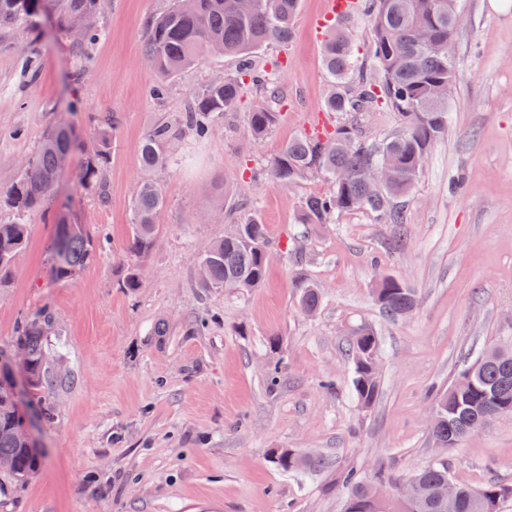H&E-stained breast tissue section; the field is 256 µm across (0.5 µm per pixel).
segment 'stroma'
<instances>
[{"label": "stroma", "mask_w": 512, "mask_h": 512, "mask_svg": "<svg viewBox=\"0 0 512 512\" xmlns=\"http://www.w3.org/2000/svg\"><path fill=\"white\" fill-rule=\"evenodd\" d=\"M460 4L448 133L423 164L402 229L365 210L335 224L301 223L303 199L325 191V181L288 189L250 178L323 112V0H300L288 46L261 52L286 62L279 125L252 138L248 94L204 141L184 138L156 174L166 204L132 292L123 280L134 262L126 243L141 140L180 112L192 89L233 72L234 60L206 58L164 100L151 97L144 33L167 0H111L98 19L102 38L87 45L48 18L24 46L0 29V186L52 125L82 135L96 113L117 120L106 201L78 189L73 158L56 195L27 216L28 241L0 288V348L20 319L49 310L70 378L48 396L52 423L28 407L41 463L25 485L0 494V512H342V471L385 466L407 475L430 460L431 390L512 337V0ZM456 174L465 188L452 194ZM232 199L256 201L269 228L266 278L244 291L195 287L199 256L231 229ZM63 220L106 233L110 245L56 281L51 241ZM299 267L324 295L312 318L290 284ZM388 275L417 295L416 309L396 320L372 298ZM360 323L381 341V394L369 409L355 398L345 355ZM276 448L320 454L331 466L288 474L271 463ZM448 460L456 483L512 486V416L490 421Z\"/></svg>", "instance_id": "stroma-1"}]
</instances>
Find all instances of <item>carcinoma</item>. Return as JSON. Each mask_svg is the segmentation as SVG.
Returning a JSON list of instances; mask_svg holds the SVG:
<instances>
[{
    "label": "carcinoma",
    "mask_w": 512,
    "mask_h": 512,
    "mask_svg": "<svg viewBox=\"0 0 512 512\" xmlns=\"http://www.w3.org/2000/svg\"><path fill=\"white\" fill-rule=\"evenodd\" d=\"M298 3L170 0L166 9L147 23L145 57L158 76L150 87L157 100L164 99L181 72L206 56L232 57L237 67L196 87L174 121L159 122L144 136L138 164L145 177L132 202V231L126 245L131 256L141 258L154 245L155 217L164 207L165 197L151 174L168 163L171 145L187 134L199 141L205 139L212 122L226 116L250 90L277 99L284 61H260L258 52L271 43H288ZM108 4L109 0H0V27L15 30L24 42L34 31V20L47 14L55 17L64 33L80 32L75 43L90 44L100 37L96 19ZM364 12L371 26L370 65L376 79L364 78L346 25H333L323 45L330 85L324 111L336 113L338 120L288 139L267 167L251 170L250 179L268 175L285 188L307 178L329 180V191L303 200L305 224H334L345 213L368 210L378 221L402 228L404 199L409 197L429 150L448 133V85L455 74L452 44L461 23L458 0H364ZM385 108L397 112L400 130L370 141L363 135L361 117ZM279 120L280 113L269 105L257 106L247 114L255 139L271 132ZM116 124L112 114L102 113L82 140L75 138L66 124L47 131L38 150L22 162L19 175L0 192V202L16 216L15 221L0 224V284L12 278L16 255L28 239L24 217L45 205L70 157L84 156L80 187L103 195ZM371 163L389 166L387 184L364 179L363 171ZM232 224L233 230L199 257L198 287L256 288L265 280L270 241L258 208H248ZM108 245L106 235L91 232L85 224L57 225L52 244L53 279L59 281L87 268ZM292 287L298 291L299 310L308 316L316 314L323 304L321 289L302 274L294 277ZM373 297L390 318L405 316L416 305L413 290L392 276L379 279ZM51 328V316L43 313L21 322L15 340L27 351V383L41 401L40 416L47 423L52 422L54 413L44 403L46 395L68 382L48 372L50 354L61 352L59 345L50 348ZM380 347L377 332L360 325L347 349L354 394L364 408L373 407L379 398L373 361L378 359ZM473 366L472 387L453 399L446 390L432 394V405L442 407L443 414L429 431L431 442L459 448L467 442L468 427L480 429L495 418L512 416V344L488 348L475 358ZM493 389L499 390L500 399L486 400L483 392ZM20 424L13 387L0 378V481L21 484L38 468L39 455L19 433ZM275 464L294 474L325 470L330 462L293 448H277ZM377 480L389 482L392 497L372 498L371 484ZM450 480L448 463L437 458L407 477H388L380 471L367 475L351 468L340 477L343 512H442L436 490ZM511 495V488L496 482L479 489L459 484L456 512H501L502 503Z\"/></svg>",
    "instance_id": "cac0c4a2"
}]
</instances>
